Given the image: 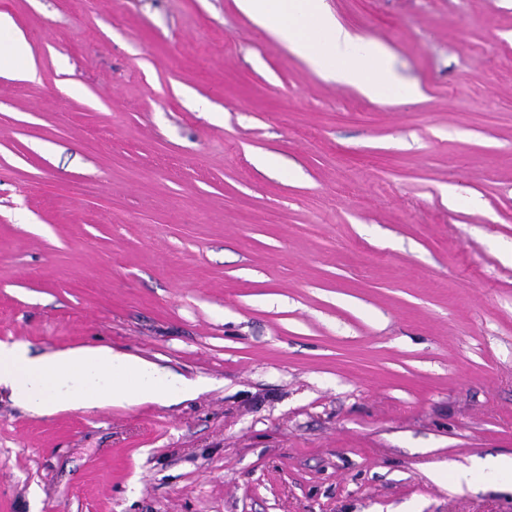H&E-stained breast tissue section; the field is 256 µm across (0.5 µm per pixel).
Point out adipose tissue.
<instances>
[{
    "label": "adipose tissue",
    "mask_w": 512,
    "mask_h": 512,
    "mask_svg": "<svg viewBox=\"0 0 512 512\" xmlns=\"http://www.w3.org/2000/svg\"><path fill=\"white\" fill-rule=\"evenodd\" d=\"M241 11L328 78L386 103L402 84L381 43L345 28L326 0H237ZM0 388L31 415L103 409L196 396L203 388L157 363L110 347H75L35 356L0 343Z\"/></svg>",
    "instance_id": "adipose-tissue-1"
}]
</instances>
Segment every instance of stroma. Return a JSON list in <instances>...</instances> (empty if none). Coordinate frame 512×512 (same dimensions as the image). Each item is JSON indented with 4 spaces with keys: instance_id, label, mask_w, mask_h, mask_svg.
Wrapping results in <instances>:
<instances>
[{
    "instance_id": "stroma-1",
    "label": "stroma",
    "mask_w": 512,
    "mask_h": 512,
    "mask_svg": "<svg viewBox=\"0 0 512 512\" xmlns=\"http://www.w3.org/2000/svg\"><path fill=\"white\" fill-rule=\"evenodd\" d=\"M327 3L420 95L236 0H0L37 67L0 62V342L209 383L1 389L0 512H512L458 479L512 456V0ZM259 27L307 59L328 78L390 102L402 89L388 49L345 28L326 0H237ZM204 385L110 347H75L35 356L25 344L0 343V388L33 416L196 396Z\"/></svg>"
}]
</instances>
